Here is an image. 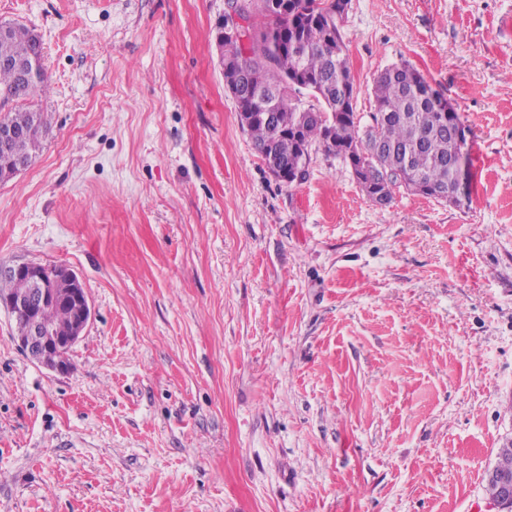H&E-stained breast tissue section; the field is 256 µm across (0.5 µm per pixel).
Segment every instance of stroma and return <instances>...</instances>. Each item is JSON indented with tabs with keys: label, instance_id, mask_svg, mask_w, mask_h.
<instances>
[{
	"label": "stroma",
	"instance_id": "35a3bbf8",
	"mask_svg": "<svg viewBox=\"0 0 512 512\" xmlns=\"http://www.w3.org/2000/svg\"><path fill=\"white\" fill-rule=\"evenodd\" d=\"M226 0H0L50 126L0 182V264L64 265L58 375L0 311V512H493L512 439V0H351L368 116L412 64L468 130L460 207L275 180L214 45Z\"/></svg>",
	"mask_w": 512,
	"mask_h": 512
}]
</instances>
